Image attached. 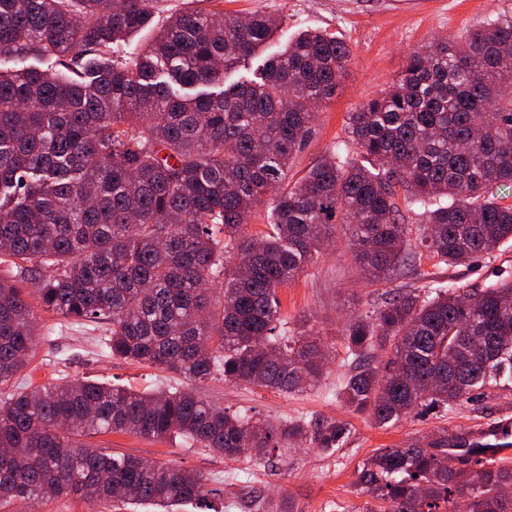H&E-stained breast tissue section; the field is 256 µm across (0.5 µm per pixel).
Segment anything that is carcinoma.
<instances>
[{
  "label": "carcinoma",
  "instance_id": "obj_1",
  "mask_svg": "<svg viewBox=\"0 0 512 512\" xmlns=\"http://www.w3.org/2000/svg\"><path fill=\"white\" fill-rule=\"evenodd\" d=\"M153 0H0V263L35 284L40 306L72 325L106 321L112 356L198 385L216 374L288 392L318 382L326 350L287 328L279 290L349 229L351 258L373 278L411 271L421 246L455 266L512 240V17L408 53L392 89L350 113L356 149L334 148L288 182L336 95L350 50L306 32L248 69L280 27L221 10L180 12L121 63L112 45L153 26ZM46 59L37 69L27 61ZM403 193L417 228L396 203ZM272 196L267 230L246 224ZM417 242H412V232ZM234 253L237 261L227 262ZM224 280L222 298L209 285ZM36 314L0 279V385L35 347ZM354 367L343 402L380 427L512 390V279L458 295L390 291L351 320ZM390 348L381 368L372 351ZM180 436L228 459L266 463L299 439L331 450L349 429L255 420L174 388L138 392L77 378L0 399V509L73 495L174 512L206 502L208 478L105 453L87 438ZM442 435L379 448L358 469L365 512H512V467Z\"/></svg>",
  "mask_w": 512,
  "mask_h": 512
}]
</instances>
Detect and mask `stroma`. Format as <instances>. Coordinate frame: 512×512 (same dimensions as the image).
Instances as JSON below:
<instances>
[{"instance_id": "obj_1", "label": "stroma", "mask_w": 512, "mask_h": 512, "mask_svg": "<svg viewBox=\"0 0 512 512\" xmlns=\"http://www.w3.org/2000/svg\"><path fill=\"white\" fill-rule=\"evenodd\" d=\"M219 7L226 14L240 17L256 11L281 17V27L267 46V53L280 51L288 41L311 30L337 37L351 52L335 97L315 110L314 135L293 161L288 172L292 181L332 146L348 143V113L392 88L409 51L439 37L464 35L493 17L512 16V0H220ZM348 237V229L338 228L336 242L280 291L281 313L290 328L312 327L329 351L320 383L284 394L244 382H228L218 375L200 387L203 397L213 404L233 412L247 409L261 420L294 419L312 424L336 419L350 430L340 447L325 451L305 441L290 449L287 458L255 466L246 458L228 460L178 437L149 439L104 433L93 436L91 445L105 452L167 462L209 477L211 494L207 504H184L179 512H275L279 506L288 512H363L367 499L356 490V472L376 449L426 441L489 419L511 416L512 392L500 391L448 411L413 414L385 428L368 415L352 412L337 391L351 367L343 348V331L351 317L372 312L386 291L420 288L432 277L464 292L510 279L512 241L500 246L493 256L477 257L450 268L436 267L434 259L424 253L416 270L376 281L352 261ZM36 315V350L15 376V385H33L37 371L42 372L41 383L45 386L86 377L152 393L184 383L177 375L112 357L106 347L108 323L81 328L52 312L40 309ZM37 512L147 509L118 500L69 496L44 500Z\"/></svg>"}]
</instances>
